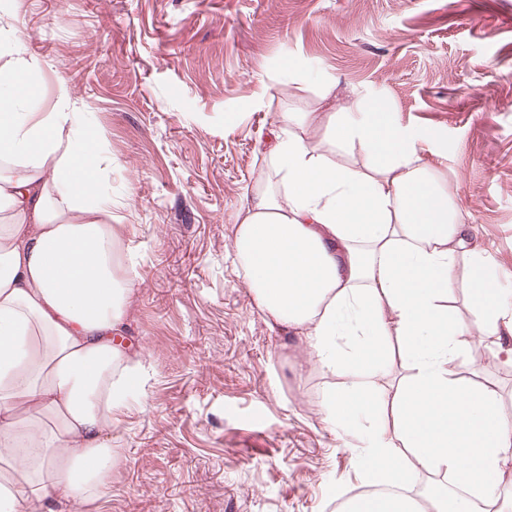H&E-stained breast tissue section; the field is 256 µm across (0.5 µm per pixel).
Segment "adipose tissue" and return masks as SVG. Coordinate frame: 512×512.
Here are the masks:
<instances>
[{
    "instance_id": "adipose-tissue-1",
    "label": "adipose tissue",
    "mask_w": 512,
    "mask_h": 512,
    "mask_svg": "<svg viewBox=\"0 0 512 512\" xmlns=\"http://www.w3.org/2000/svg\"><path fill=\"white\" fill-rule=\"evenodd\" d=\"M268 151L272 182L246 198L236 256L259 308L348 381L327 392L332 429L361 434V479L384 496L342 512H512L502 467L512 421L496 390L462 382L467 336L512 335V293L472 245L446 185L422 165L420 135L379 97L340 112H286ZM325 128L319 143L301 128ZM354 151L361 166L340 163ZM0 512H43L112 482V419L140 390L142 357L120 342L134 282L122 225L99 195L100 145L59 80L45 105L42 63L0 6ZM467 259L459 270L458 259ZM466 287L476 324L449 300ZM401 352L412 372L391 398L366 377ZM452 488L399 495L410 470Z\"/></svg>"
}]
</instances>
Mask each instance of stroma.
Wrapping results in <instances>:
<instances>
[{
	"mask_svg": "<svg viewBox=\"0 0 512 512\" xmlns=\"http://www.w3.org/2000/svg\"><path fill=\"white\" fill-rule=\"evenodd\" d=\"M45 84L67 80L111 162L99 192L144 259L124 336L145 365L112 421V486L50 512H333L358 440L322 401L340 377L261 312L234 258L283 112L367 94L421 132L474 242L512 289V0H16ZM335 78L319 98L304 66ZM464 380L512 365L471 337Z\"/></svg>",
	"mask_w": 512,
	"mask_h": 512,
	"instance_id": "1",
	"label": "stroma"
}]
</instances>
